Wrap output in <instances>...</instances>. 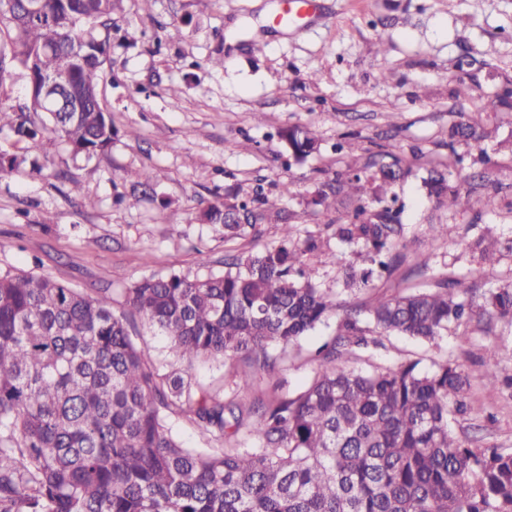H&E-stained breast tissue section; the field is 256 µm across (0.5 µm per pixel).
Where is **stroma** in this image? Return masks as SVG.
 Instances as JSON below:
<instances>
[{
	"label": "stroma",
	"instance_id": "35a3bbf8",
	"mask_svg": "<svg viewBox=\"0 0 512 512\" xmlns=\"http://www.w3.org/2000/svg\"><path fill=\"white\" fill-rule=\"evenodd\" d=\"M317 18L284 32L273 25L275 0H154L150 12L124 0L113 17L106 63L114 80L101 95L112 114L111 147L92 158L73 156L50 136L25 145L0 133V149L22 164L0 177V273L47 274L88 294L111 296L121 310L125 291L149 277L204 278L226 272L228 255L256 252L281 237L280 224L257 225L225 240L221 227L195 219L215 198L244 195L262 183L282 205L296 239L319 236L338 264L318 266L320 287L362 304L432 287L447 277L480 290L512 278V109L490 113L480 147L458 145L473 159L494 154L493 179L505 206L482 208L469 170H456L455 213L437 209L421 184L428 167L448 159V126L457 111L483 106L512 82V0H321ZM385 52H378V44ZM223 58L220 67L213 58ZM320 82H311L312 73ZM469 98L454 95L458 83ZM179 86L171 97L170 86ZM308 127L318 152L289 162L283 131ZM410 161L414 173L394 192L403 206L399 250L404 261L370 288L344 290L340 262L355 247L336 239L310 203L335 173L362 164L378 146ZM421 148L413 157L412 148ZM154 174L150 190L129 195L125 170ZM93 206H85V199ZM452 222L472 237L488 233L505 251L492 271L480 270L461 246L433 238L430 225ZM336 331L328 319L310 331L274 372L236 389V362L198 361L195 383L249 404L276 391L293 393L313 378L317 348ZM451 358L470 376L473 412L451 426L472 446L512 453V389L488 385L486 366L512 376V325L474 321L451 328L434 348L392 336L385 349L350 360L355 369Z\"/></svg>",
	"mask_w": 512,
	"mask_h": 512
}]
</instances>
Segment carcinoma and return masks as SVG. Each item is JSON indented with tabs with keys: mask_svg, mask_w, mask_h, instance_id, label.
Returning a JSON list of instances; mask_svg holds the SVG:
<instances>
[{
	"mask_svg": "<svg viewBox=\"0 0 512 512\" xmlns=\"http://www.w3.org/2000/svg\"><path fill=\"white\" fill-rule=\"evenodd\" d=\"M122 0H0V87L17 69L26 100L0 99V130L34 143L44 132L74 155L112 145V117L99 87L112 48V15ZM67 70L61 94L77 112L46 110L49 80ZM512 107L504 87L448 128L452 158L427 170L423 187L437 208L453 211L451 185L459 141L486 136L488 113ZM301 161L317 149L310 129L284 135ZM411 166L379 150L320 185L321 214L344 206L336 238L364 249L345 267L344 288H368L376 273L401 265L402 209L392 194ZM279 197L253 196L202 208L197 220L219 224L224 239L243 236L271 217L285 221L278 244L232 257L222 275L145 278L126 289V310L55 278L0 274V512H512V453L472 448L451 430V411L471 410L470 386L451 359L354 370L345 362L386 348L391 335L427 346L448 328L486 314L512 321V280L477 309L469 289L447 279L407 295L343 311L336 334L319 350L320 366L302 391L243 407L192 383L188 372L162 373L133 339L132 317L156 325L170 353L192 364L244 355L235 372L247 388L274 371L287 349L337 314L336 294L317 285L305 255L321 240L296 241ZM493 269L501 250L480 235L468 243ZM185 416L219 443L187 448L168 420ZM244 440H239V433Z\"/></svg>",
	"mask_w": 512,
	"mask_h": 512,
	"instance_id": "cac0c4a2",
	"label": "carcinoma"
}]
</instances>
